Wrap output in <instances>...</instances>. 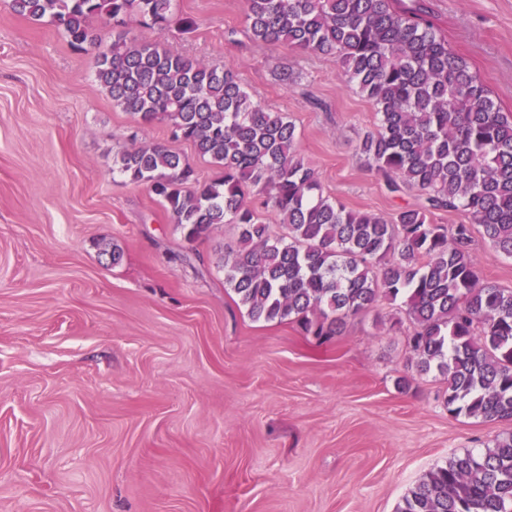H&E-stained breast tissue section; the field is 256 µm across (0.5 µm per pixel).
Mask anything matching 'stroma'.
Returning <instances> with one entry per match:
<instances>
[{
    "label": "stroma",
    "instance_id": "1",
    "mask_svg": "<svg viewBox=\"0 0 512 512\" xmlns=\"http://www.w3.org/2000/svg\"><path fill=\"white\" fill-rule=\"evenodd\" d=\"M423 4L512 118V0ZM179 12L192 32L137 35L232 67L294 122L324 195L388 219L418 203L361 155L375 109L335 55L250 41L244 0H179ZM95 69L94 50L0 0V512H397L430 470L512 431L450 416L445 382L413 377L402 301L322 345L252 321L220 267L235 225L187 243L113 169L141 143L193 146L165 123L138 126ZM114 244L117 265L102 254ZM472 256L512 288L511 257L479 235Z\"/></svg>",
    "mask_w": 512,
    "mask_h": 512
}]
</instances>
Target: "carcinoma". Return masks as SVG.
Returning <instances> with one entry per match:
<instances>
[{"instance_id":"carcinoma-1","label":"carcinoma","mask_w":512,"mask_h":512,"mask_svg":"<svg viewBox=\"0 0 512 512\" xmlns=\"http://www.w3.org/2000/svg\"><path fill=\"white\" fill-rule=\"evenodd\" d=\"M52 25L75 49L96 50L95 80L139 125L164 122L219 176L196 191L190 159L163 145L114 161L159 198L192 244L219 224L238 228L224 284L254 321L292 322L325 343L382 297L404 299L416 325V373L446 382L448 414L512 421V289L482 278L474 232L512 257V120L501 112L422 5L402 0H245V32L262 43L336 55L343 79L376 106L360 151L387 190L419 192L395 217L360 213L322 195L298 150L295 124L256 104L235 72L141 41L128 28L194 21L178 0H7ZM112 25L103 38L90 21ZM273 211L276 234L255 206ZM462 211L466 224H435ZM398 512H512V432L429 472Z\"/></svg>"}]
</instances>
